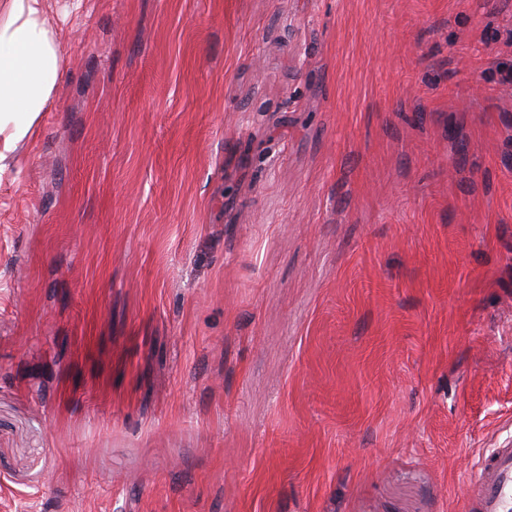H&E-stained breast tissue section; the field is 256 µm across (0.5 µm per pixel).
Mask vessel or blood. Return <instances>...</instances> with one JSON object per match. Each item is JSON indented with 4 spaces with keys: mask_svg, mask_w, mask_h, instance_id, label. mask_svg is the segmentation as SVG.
Wrapping results in <instances>:
<instances>
[{
    "mask_svg": "<svg viewBox=\"0 0 512 512\" xmlns=\"http://www.w3.org/2000/svg\"><path fill=\"white\" fill-rule=\"evenodd\" d=\"M465 512H512V444L485 451L469 479Z\"/></svg>",
    "mask_w": 512,
    "mask_h": 512,
    "instance_id": "vessel-or-blood-1",
    "label": "vessel or blood"
}]
</instances>
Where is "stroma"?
Here are the masks:
<instances>
[{
  "label": "stroma",
  "mask_w": 512,
  "mask_h": 512,
  "mask_svg": "<svg viewBox=\"0 0 512 512\" xmlns=\"http://www.w3.org/2000/svg\"><path fill=\"white\" fill-rule=\"evenodd\" d=\"M71 3L0 179V512H464L512 439V0Z\"/></svg>",
  "instance_id": "35a3bbf8"
}]
</instances>
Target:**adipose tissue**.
Wrapping results in <instances>:
<instances>
[{"mask_svg":"<svg viewBox=\"0 0 512 512\" xmlns=\"http://www.w3.org/2000/svg\"><path fill=\"white\" fill-rule=\"evenodd\" d=\"M64 73L46 0H0V175L34 133Z\"/></svg>","mask_w":512,"mask_h":512,"instance_id":"adipose-tissue-1","label":"adipose tissue"}]
</instances>
